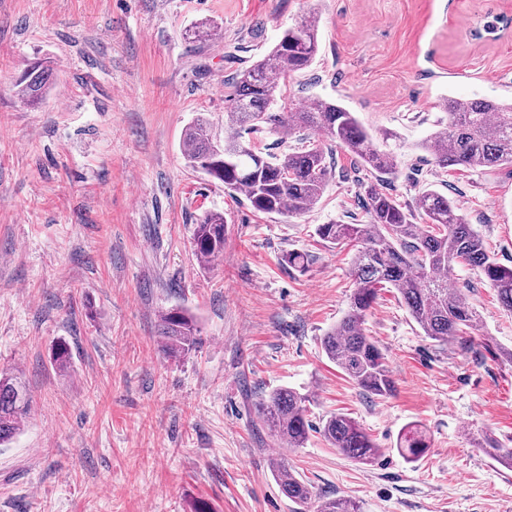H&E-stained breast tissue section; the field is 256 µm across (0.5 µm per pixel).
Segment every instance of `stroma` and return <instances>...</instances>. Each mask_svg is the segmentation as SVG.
<instances>
[{
    "instance_id": "obj_1",
    "label": "stroma",
    "mask_w": 512,
    "mask_h": 512,
    "mask_svg": "<svg viewBox=\"0 0 512 512\" xmlns=\"http://www.w3.org/2000/svg\"><path fill=\"white\" fill-rule=\"evenodd\" d=\"M309 12L320 50L281 104L342 103L398 156L384 191L407 208L439 191L512 265V170L446 171L420 147L448 122L444 99H512V30L498 27L512 0H0V370L31 396L0 447V512H292L280 458L362 512H512V471L474 444L512 443V315L494 288L454 268L448 284L466 288L480 327L444 346L383 290L364 328L396 392L369 397L321 346L348 307L356 247L315 234L367 223V172L332 145L318 204L269 216L183 157L193 117L223 122L229 79ZM200 20L215 38L185 40ZM39 58L53 89L33 108L13 85ZM209 210L226 219L224 254L203 264L192 231ZM291 251L310 263L288 266ZM177 306L201 342L170 359L156 329ZM60 340L64 371L50 362ZM280 387L307 396L313 424L358 421L381 448L375 463L315 431L279 445L256 404ZM411 425L429 444L414 463L395 448Z\"/></svg>"
}]
</instances>
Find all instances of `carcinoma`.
I'll list each match as a JSON object with an SVG mask.
<instances>
[{
	"instance_id": "obj_1",
	"label": "carcinoma",
	"mask_w": 512,
	"mask_h": 512,
	"mask_svg": "<svg viewBox=\"0 0 512 512\" xmlns=\"http://www.w3.org/2000/svg\"><path fill=\"white\" fill-rule=\"evenodd\" d=\"M318 17L309 14L282 34L274 46L229 82L231 110L224 124V138L216 135L213 122L197 116L186 127L182 152L188 165L224 188L240 193L252 209L264 215H300L319 202L331 166L320 144H311L282 155L261 151L248 135L264 128L296 134L313 130L331 143L344 146L352 159L374 174L375 181L361 183L367 224H319L315 234L327 246L358 243L352 264L354 292L348 310L321 339L327 359L361 391L379 399L391 396L395 382L385 358L363 327L367 312L386 288L396 291L411 317L429 339L446 345L478 326V314L461 288H448V273L466 265L495 289L502 308L512 314V266H504L485 248L478 233L457 205L434 189L424 190L415 211L377 187L395 173L396 156L381 150L354 113L334 100L317 99L300 110H274L282 81L308 69L319 51ZM52 69L35 61L15 82L16 94L25 103H40L49 89ZM448 124L437 129L423 148L441 169L463 166L474 170L512 167V101L450 97L444 104ZM424 223H413L414 214ZM224 213L211 211L194 224V250L202 259L224 253ZM158 337L165 354L180 357L200 342L194 317L182 307L160 315ZM52 360L59 369L70 364L71 351L64 342L55 345ZM307 397L284 387L257 404V412L274 435L290 449L303 447L313 425L307 417ZM30 400L18 378L0 372V446L20 431ZM319 433L348 459L372 464L380 449L360 425L344 413L322 420ZM398 453L413 462L428 445L422 432L409 428L398 436ZM484 450L507 469H512V447L496 442ZM274 473L281 493L304 505L313 492L283 459ZM316 512H359L348 498H325Z\"/></svg>"
}]
</instances>
